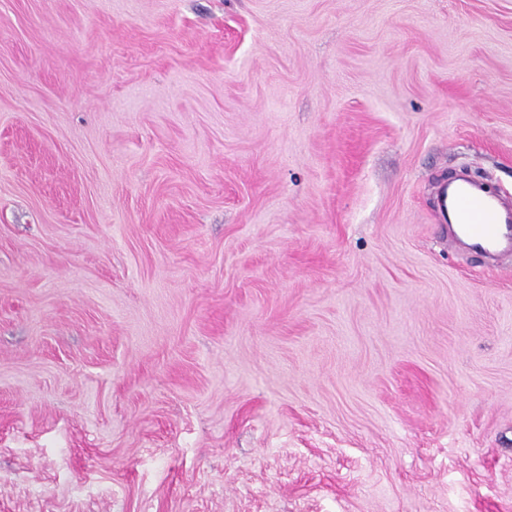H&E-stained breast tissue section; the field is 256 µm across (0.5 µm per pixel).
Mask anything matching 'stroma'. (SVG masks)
<instances>
[{
	"label": "stroma",
	"mask_w": 512,
	"mask_h": 512,
	"mask_svg": "<svg viewBox=\"0 0 512 512\" xmlns=\"http://www.w3.org/2000/svg\"><path fill=\"white\" fill-rule=\"evenodd\" d=\"M512 0H0V512H512ZM448 206L460 234L453 224L449 226L469 250L478 254L512 253V210L500 200L473 190L463 181L452 190Z\"/></svg>",
	"instance_id": "obj_1"
}]
</instances>
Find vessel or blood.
Masks as SVG:
<instances>
[{
  "label": "vessel or blood",
  "instance_id": "vessel-or-blood-1",
  "mask_svg": "<svg viewBox=\"0 0 512 512\" xmlns=\"http://www.w3.org/2000/svg\"><path fill=\"white\" fill-rule=\"evenodd\" d=\"M448 206L460 229L459 239L478 254L512 253V209L462 182L452 190Z\"/></svg>",
  "mask_w": 512,
  "mask_h": 512
}]
</instances>
